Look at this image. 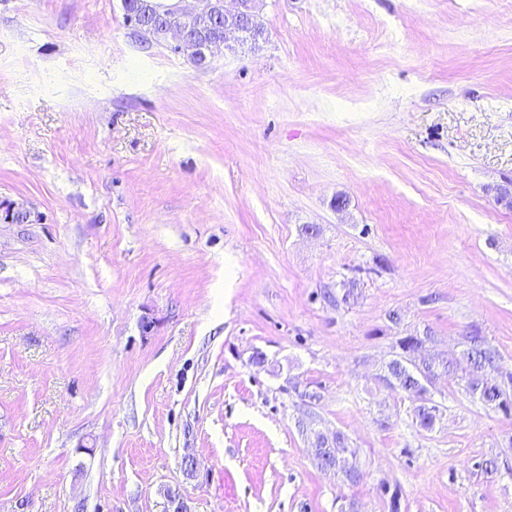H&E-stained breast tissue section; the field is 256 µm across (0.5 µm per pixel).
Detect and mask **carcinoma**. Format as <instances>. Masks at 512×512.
<instances>
[{
  "instance_id": "obj_1",
  "label": "carcinoma",
  "mask_w": 512,
  "mask_h": 512,
  "mask_svg": "<svg viewBox=\"0 0 512 512\" xmlns=\"http://www.w3.org/2000/svg\"><path fill=\"white\" fill-rule=\"evenodd\" d=\"M132 2L139 5V8L135 9L136 22L149 27L157 25L159 15L154 8L139 3V0H132ZM429 340L430 337L427 335L402 336L397 340L396 346L399 352L387 364L389 383L406 394L421 399L427 392L425 383L438 376V372H460L466 380L468 391L482 402L492 405L505 395L500 384L488 375L492 356L482 337H470L468 348L457 357L443 359L436 363L431 356L426 355L418 362L407 364V356L419 348L426 349V343Z\"/></svg>"
}]
</instances>
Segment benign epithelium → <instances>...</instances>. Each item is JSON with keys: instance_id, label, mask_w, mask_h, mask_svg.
<instances>
[{"instance_id": "obj_1", "label": "benign epithelium", "mask_w": 512, "mask_h": 512, "mask_svg": "<svg viewBox=\"0 0 512 512\" xmlns=\"http://www.w3.org/2000/svg\"><path fill=\"white\" fill-rule=\"evenodd\" d=\"M220 14L224 15V34L210 40L202 52L189 57L195 68L203 69L207 67L209 60L223 52L224 45L229 40L239 38L250 25L249 14L244 12L241 0H234V7L231 9L225 8L224 0H204L200 9L187 8L184 0H166L162 26L145 28L139 24L135 26V30L148 44L167 43L171 40L182 43L190 38L188 22H197L209 29ZM164 496L169 502L171 512H190L180 489L168 487L164 490Z\"/></svg>"}]
</instances>
